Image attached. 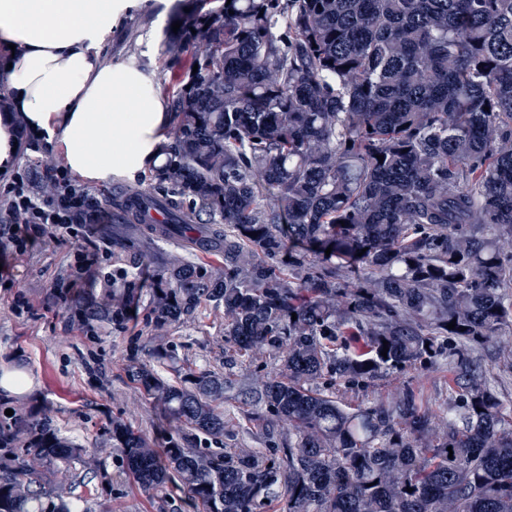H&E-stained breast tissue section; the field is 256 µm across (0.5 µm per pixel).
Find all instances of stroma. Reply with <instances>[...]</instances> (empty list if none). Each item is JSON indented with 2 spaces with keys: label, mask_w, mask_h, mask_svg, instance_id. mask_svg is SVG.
Here are the masks:
<instances>
[{
  "label": "stroma",
  "mask_w": 512,
  "mask_h": 512,
  "mask_svg": "<svg viewBox=\"0 0 512 512\" xmlns=\"http://www.w3.org/2000/svg\"><path fill=\"white\" fill-rule=\"evenodd\" d=\"M174 15L165 0H135L101 44L99 64L136 63L156 72L165 99H173L192 67L190 55L168 58L164 45L173 35ZM100 244V271L94 297L112 300L116 288H148L150 279L165 276L177 263L191 261L205 271H224L220 252H194L181 239L162 242L144 229L117 222L95 225L90 238L64 235L48 239L33 253L18 257L0 241V371H19L32 393L13 404L30 422L50 419L59 433L88 450L87 462L53 476L50 486L70 498H82L87 512H186L181 491L143 492L126 477L122 453L112 443V422L121 419L144 434L154 447H166L180 427L158 411L132 374L140 366L154 368L180 385L191 375L215 371L237 382L274 374L278 359L268 355L237 358L224 342V311L201 304L178 322L159 327L151 298L138 314L118 322L81 324L74 311L80 299L54 293L55 281L67 279L76 250L86 241ZM111 281H104V274ZM483 371L498 378V394L512 413V332L502 331L477 355ZM448 366L436 369L384 370L362 388L337 387L344 404L367 406L413 388L422 406L437 408L451 395ZM240 428L235 436H200L202 448H280L287 440L263 408L227 398L220 405Z\"/></svg>",
  "instance_id": "obj_1"
}]
</instances>
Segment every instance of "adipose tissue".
Instances as JSON below:
<instances>
[{
	"instance_id": "adipose-tissue-1",
	"label": "adipose tissue",
	"mask_w": 512,
	"mask_h": 512,
	"mask_svg": "<svg viewBox=\"0 0 512 512\" xmlns=\"http://www.w3.org/2000/svg\"><path fill=\"white\" fill-rule=\"evenodd\" d=\"M130 0H0V87L31 133L60 143L92 184L158 165L169 109L154 71L99 65L95 50Z\"/></svg>"
}]
</instances>
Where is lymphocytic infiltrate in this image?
Returning a JSON list of instances; mask_svg holds the SVG:
<instances>
[{
	"label": "lymphocytic infiltrate",
	"mask_w": 512,
	"mask_h": 512,
	"mask_svg": "<svg viewBox=\"0 0 512 512\" xmlns=\"http://www.w3.org/2000/svg\"><path fill=\"white\" fill-rule=\"evenodd\" d=\"M42 182L51 183L53 193L38 192ZM107 219L90 187L72 175L62 158L35 168L16 159L0 167V238L7 240L15 255L34 251L46 234H69L74 226Z\"/></svg>",
	"instance_id": "1"
}]
</instances>
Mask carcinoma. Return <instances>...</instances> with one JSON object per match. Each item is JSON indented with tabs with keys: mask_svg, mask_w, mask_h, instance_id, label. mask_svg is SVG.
<instances>
[{
	"mask_svg": "<svg viewBox=\"0 0 512 512\" xmlns=\"http://www.w3.org/2000/svg\"><path fill=\"white\" fill-rule=\"evenodd\" d=\"M185 7L166 52L198 69L172 100L174 143L154 179L214 225L192 241L223 240L224 276L174 267L151 288L155 323L208 301L235 355L280 356L248 395L288 447H194L234 434L218 407L231 380L178 386L142 367L134 381L185 432L155 448L112 422L125 474L145 492L183 486L203 512H512V431L476 363L512 327V0ZM141 302L142 289L116 288L84 322ZM443 358L457 395L437 412L411 389L352 408L319 385ZM6 409L0 512H78L43 473L86 449Z\"/></svg>",
	"mask_w": 512,
	"mask_h": 512,
	"instance_id": "carcinoma-1",
	"label": "carcinoma"
}]
</instances>
